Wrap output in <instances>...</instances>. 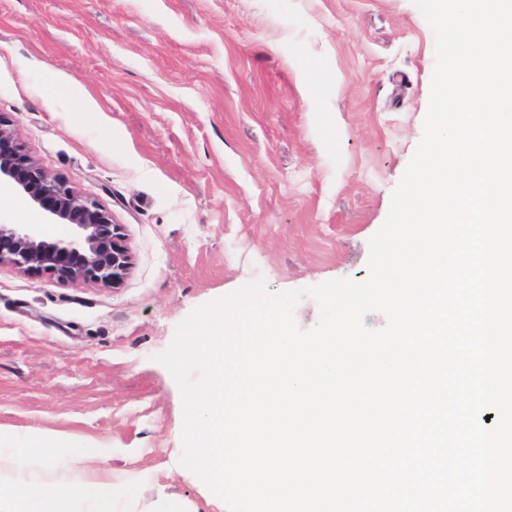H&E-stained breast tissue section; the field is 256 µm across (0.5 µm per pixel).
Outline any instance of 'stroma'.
<instances>
[{
  "label": "stroma",
  "mask_w": 512,
  "mask_h": 512,
  "mask_svg": "<svg viewBox=\"0 0 512 512\" xmlns=\"http://www.w3.org/2000/svg\"><path fill=\"white\" fill-rule=\"evenodd\" d=\"M434 51L412 0H0V113L133 259L114 288L0 267V445L106 449L102 467L141 478L131 512H228L179 463L182 395L156 356L256 279L368 278ZM52 78L76 111L50 108ZM0 216L67 233L15 192Z\"/></svg>",
  "instance_id": "stroma-1"
}]
</instances>
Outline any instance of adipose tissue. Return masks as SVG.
Returning a JSON list of instances; mask_svg holds the SVG:
<instances>
[{
    "label": "adipose tissue",
    "mask_w": 512,
    "mask_h": 512,
    "mask_svg": "<svg viewBox=\"0 0 512 512\" xmlns=\"http://www.w3.org/2000/svg\"><path fill=\"white\" fill-rule=\"evenodd\" d=\"M103 449L71 451L59 460L56 439L42 434L25 448H0V512H116L138 493L134 475L91 467Z\"/></svg>",
    "instance_id": "adipose-tissue-1"
}]
</instances>
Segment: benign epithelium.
<instances>
[{"instance_id":"1","label":"benign epithelium","mask_w":512,"mask_h":512,"mask_svg":"<svg viewBox=\"0 0 512 512\" xmlns=\"http://www.w3.org/2000/svg\"><path fill=\"white\" fill-rule=\"evenodd\" d=\"M28 198L54 224H67L70 240H47L30 225L0 222V266L47 275L61 284L117 286L132 255L110 214L65 178L46 172L20 142L12 120L0 113V186Z\"/></svg>"}]
</instances>
